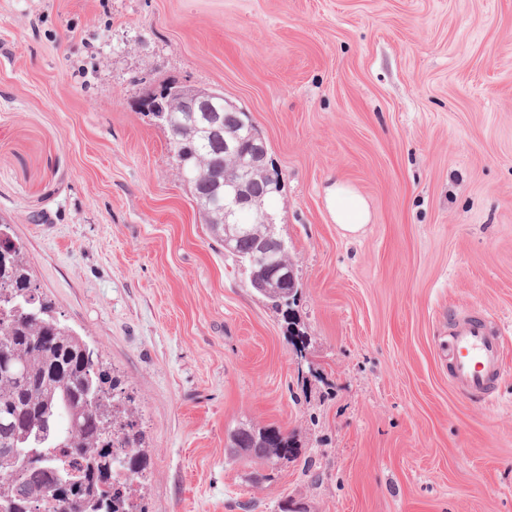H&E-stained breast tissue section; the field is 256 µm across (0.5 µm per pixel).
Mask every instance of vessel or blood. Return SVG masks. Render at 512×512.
<instances>
[{
	"label": "vessel or blood",
	"instance_id": "obj_1",
	"mask_svg": "<svg viewBox=\"0 0 512 512\" xmlns=\"http://www.w3.org/2000/svg\"><path fill=\"white\" fill-rule=\"evenodd\" d=\"M448 372L457 393L482 398L503 372L499 329L478 314L448 321Z\"/></svg>",
	"mask_w": 512,
	"mask_h": 512
}]
</instances>
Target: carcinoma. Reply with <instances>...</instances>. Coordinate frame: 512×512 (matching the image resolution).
I'll return each instance as SVG.
<instances>
[{
	"mask_svg": "<svg viewBox=\"0 0 512 512\" xmlns=\"http://www.w3.org/2000/svg\"><path fill=\"white\" fill-rule=\"evenodd\" d=\"M192 193L206 192L200 172L224 169V141L183 135L172 150ZM211 235L224 241L217 206L202 214ZM0 224V512H132L121 482H112L117 461L131 480L144 467L140 431L126 403L122 381L104 365L99 350L57 316L33 283L22 247ZM261 224L245 225L229 254L242 274ZM261 296L271 308H291L272 278ZM231 447L254 457L287 456L290 438L276 430L238 428ZM72 482L71 498L55 494L51 475Z\"/></svg>",
	"mask_w": 512,
	"mask_h": 512,
	"instance_id": "obj_1",
	"label": "carcinoma"
}]
</instances>
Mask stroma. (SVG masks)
<instances>
[{"mask_svg":"<svg viewBox=\"0 0 512 512\" xmlns=\"http://www.w3.org/2000/svg\"><path fill=\"white\" fill-rule=\"evenodd\" d=\"M168 83L265 142L291 315L142 111ZM0 224L133 398L135 512H512V0H0ZM452 312L502 330L493 398L449 383ZM242 425L295 450L236 455ZM327 201L334 221L345 232L357 233L370 220L364 196L341 180L328 190ZM274 274H278L277 278L281 281L283 286H288L293 283V272L289 270L288 267L281 266L274 272ZM277 278L273 277L272 282L268 283V288L263 292H259L255 288L254 289L265 299L266 303L270 305L271 308L281 311L283 308H286L285 312L288 311V315H290L289 310L298 291L296 280L294 292L291 295H288V293H283V288L277 283ZM291 300L292 302H290Z\"/></svg>","mask_w":512,"mask_h":512,"instance_id":"1","label":"stroma"}]
</instances>
